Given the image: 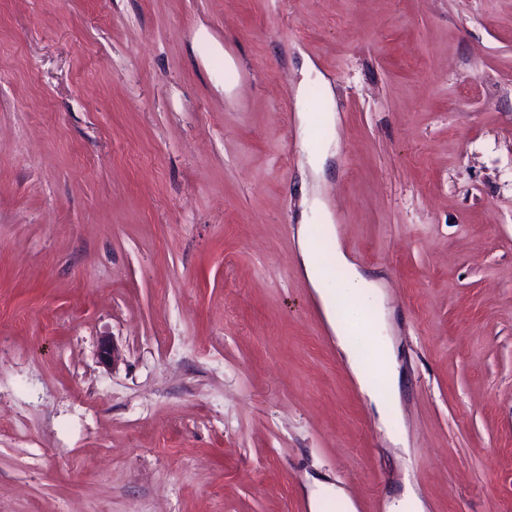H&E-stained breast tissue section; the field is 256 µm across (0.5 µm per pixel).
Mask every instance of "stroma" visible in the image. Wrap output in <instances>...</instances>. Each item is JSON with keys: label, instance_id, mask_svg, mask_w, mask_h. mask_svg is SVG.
I'll return each instance as SVG.
<instances>
[{"label": "stroma", "instance_id": "obj_1", "mask_svg": "<svg viewBox=\"0 0 512 512\" xmlns=\"http://www.w3.org/2000/svg\"><path fill=\"white\" fill-rule=\"evenodd\" d=\"M313 196L381 288L398 437L305 275ZM316 480L512 512V0H0V512Z\"/></svg>", "mask_w": 512, "mask_h": 512}]
</instances>
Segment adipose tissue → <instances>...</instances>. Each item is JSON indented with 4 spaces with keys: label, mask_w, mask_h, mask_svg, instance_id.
Instances as JSON below:
<instances>
[{
    "label": "adipose tissue",
    "mask_w": 512,
    "mask_h": 512,
    "mask_svg": "<svg viewBox=\"0 0 512 512\" xmlns=\"http://www.w3.org/2000/svg\"><path fill=\"white\" fill-rule=\"evenodd\" d=\"M299 248L305 274L317 292L338 345L362 391L378 413H385L399 397V376L394 352L385 334V317L376 281L350 266L345 253H337V264L346 267L342 277H330L322 265L320 243L307 229L299 231ZM369 351L375 368L366 374L360 364L361 351Z\"/></svg>",
    "instance_id": "obj_1"
}]
</instances>
